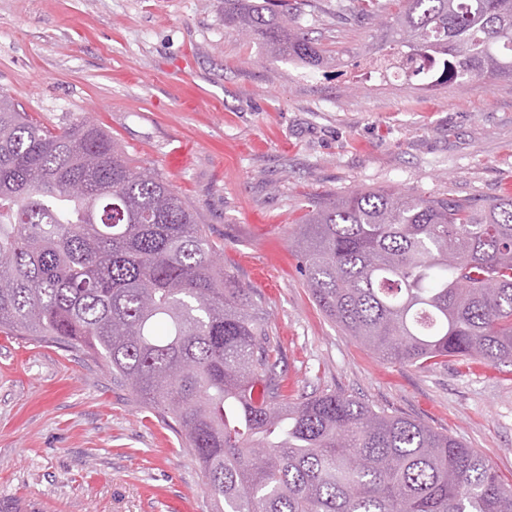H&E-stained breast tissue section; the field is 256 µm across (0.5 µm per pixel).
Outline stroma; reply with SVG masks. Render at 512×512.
<instances>
[{"label":"stroma","instance_id":"35a3bbf8","mask_svg":"<svg viewBox=\"0 0 512 512\" xmlns=\"http://www.w3.org/2000/svg\"><path fill=\"white\" fill-rule=\"evenodd\" d=\"M339 61L307 66L224 24V0H0V90L76 118L170 182L284 352L289 398L341 391L421 420L512 482V364L382 361L315 302L290 240L309 198L388 187L512 193V82L419 89L372 74L379 20L313 0ZM172 420L99 358L0 333V512H212Z\"/></svg>","mask_w":512,"mask_h":512}]
</instances>
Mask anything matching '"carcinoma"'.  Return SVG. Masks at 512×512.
I'll use <instances>...</instances> for the list:
<instances>
[{
    "label": "carcinoma",
    "instance_id": "obj_1",
    "mask_svg": "<svg viewBox=\"0 0 512 512\" xmlns=\"http://www.w3.org/2000/svg\"><path fill=\"white\" fill-rule=\"evenodd\" d=\"M336 0L429 86L512 80V0ZM311 0H224V25L328 65ZM293 246L318 306L395 364L512 363V195L378 189L308 201ZM167 181L85 120L52 128L0 91V331L90 353L173 420L212 512H512L488 460L341 392L284 394L256 294Z\"/></svg>",
    "mask_w": 512,
    "mask_h": 512
}]
</instances>
